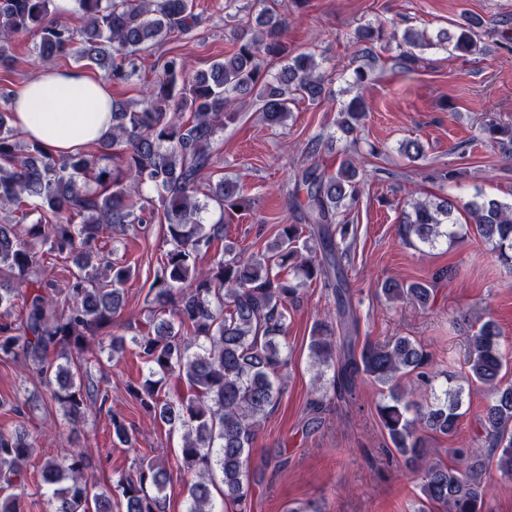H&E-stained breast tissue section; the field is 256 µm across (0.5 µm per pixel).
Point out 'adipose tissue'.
Returning a JSON list of instances; mask_svg holds the SVG:
<instances>
[{
  "mask_svg": "<svg viewBox=\"0 0 512 512\" xmlns=\"http://www.w3.org/2000/svg\"><path fill=\"white\" fill-rule=\"evenodd\" d=\"M109 86L78 68H45L16 89L13 124L64 156L95 146L112 126Z\"/></svg>",
  "mask_w": 512,
  "mask_h": 512,
  "instance_id": "adipose-tissue-1",
  "label": "adipose tissue"
}]
</instances>
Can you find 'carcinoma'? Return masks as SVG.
<instances>
[{"label":"carcinoma","mask_w":512,"mask_h":512,"mask_svg":"<svg viewBox=\"0 0 512 512\" xmlns=\"http://www.w3.org/2000/svg\"><path fill=\"white\" fill-rule=\"evenodd\" d=\"M77 2L80 26L59 19L56 0H0V69L14 66L12 47L30 36L36 59L94 65L112 85L125 86L138 76L142 55L174 37L193 35L202 24L194 0ZM306 4L289 0L278 13L259 0L247 28L236 35L235 48L206 70L189 68L180 54L165 56L155 79L141 85V98L112 99V130L93 152L56 157L26 141L10 122L13 91L0 94V211L20 213L0 224V360L23 364L28 380L49 391L63 416L78 423L107 396L90 382L88 366L100 360L86 356L88 342L108 344L112 361L130 347L137 350L148 377L131 389L132 396L154 419L183 431L179 471L187 512H211L218 474L225 508L250 512L256 484L250 445L283 393L288 306L304 288L322 283L331 289L337 319L334 325L313 326L308 343L313 363L333 370L330 386L341 393L354 394L361 379L388 389L377 416L390 451L418 473L420 503L448 512H488L481 443L498 453L502 475L512 477V357L502 347L497 323L486 320L469 338L470 379L488 386L490 398L481 431L452 449L450 466L432 458L427 433L455 437L463 416L461 390L445 389L444 398L420 403L413 399L415 387L432 386L436 376L420 343L397 336L358 350L350 336L358 318L342 291L348 248L340 244L355 230L340 214L357 203L363 183L356 159L366 116L362 98H352L336 120L346 142L336 172L313 162L294 175L292 208L301 223L280 225L259 257H245L231 246L210 254L224 239V214L237 207L247 211L252 204L235 179L212 180L223 163L218 142L224 125L252 103L266 124L283 126L297 98L314 104L329 93L331 78L315 56L288 47L285 38L287 12ZM483 27L470 15L434 34L393 19L364 24L349 34L356 47L353 84L369 80L378 43H396L393 69L408 76L427 49L483 53ZM482 132L512 153V127L489 124ZM327 140L336 136L309 138L305 153L317 157ZM402 151L412 162L426 156L418 140L407 141ZM146 187L157 198L144 196ZM462 207L471 217L468 224L453 221L455 205L446 199L414 202L400 221L399 236L433 247L471 232L491 244L496 260L512 271V205L478 193ZM216 211L219 218L213 220L209 214ZM155 224L163 227L167 249L149 285L146 319L129 336L116 318L126 305L131 267L96 243L129 228L147 235ZM50 256L70 264L61 284L45 275ZM379 294L391 304L421 309L433 300L427 281L389 279ZM172 376L185 379L194 394L170 397L165 386ZM20 396L14 407L19 415L40 401L25 385ZM111 425L121 445L136 442L122 417L111 416ZM34 448L35 436L25 428H0V512H22L16 489H25ZM88 469L86 448L43 463L42 484L52 488L47 512H112L114 493L122 512H166L170 477L164 468L148 464L118 471L111 491Z\"/></svg>","instance_id":"carcinoma-1"}]
</instances>
